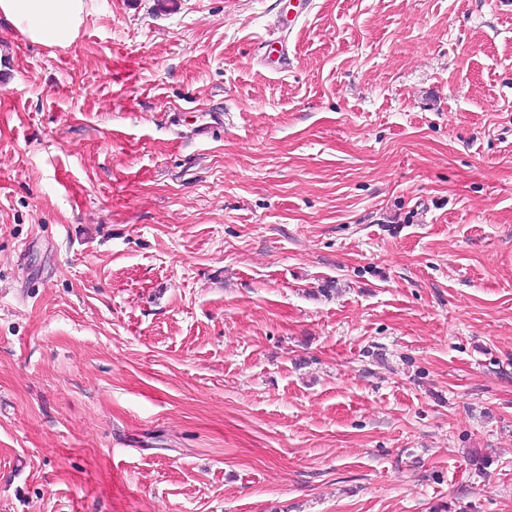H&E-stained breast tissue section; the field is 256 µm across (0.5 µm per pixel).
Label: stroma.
Returning a JSON list of instances; mask_svg holds the SVG:
<instances>
[{"label":"stroma","instance_id":"stroma-1","mask_svg":"<svg viewBox=\"0 0 512 512\" xmlns=\"http://www.w3.org/2000/svg\"><path fill=\"white\" fill-rule=\"evenodd\" d=\"M86 3L0 22V512H512V0ZM85 0H0V17L33 42L71 46L85 14Z\"/></svg>","mask_w":512,"mask_h":512}]
</instances>
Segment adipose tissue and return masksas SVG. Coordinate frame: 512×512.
Returning <instances> with one entry per match:
<instances>
[{"label":"adipose tissue","instance_id":"ef3b65f1","mask_svg":"<svg viewBox=\"0 0 512 512\" xmlns=\"http://www.w3.org/2000/svg\"><path fill=\"white\" fill-rule=\"evenodd\" d=\"M85 6V0H0V18L34 42L65 48L78 35Z\"/></svg>","mask_w":512,"mask_h":512}]
</instances>
